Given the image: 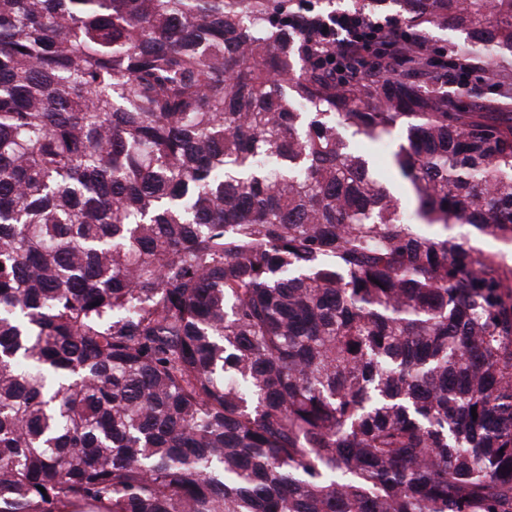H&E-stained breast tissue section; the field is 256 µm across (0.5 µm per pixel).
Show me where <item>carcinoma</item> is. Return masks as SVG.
Wrapping results in <instances>:
<instances>
[{
	"instance_id": "1",
	"label": "carcinoma",
	"mask_w": 512,
	"mask_h": 512,
	"mask_svg": "<svg viewBox=\"0 0 512 512\" xmlns=\"http://www.w3.org/2000/svg\"><path fill=\"white\" fill-rule=\"evenodd\" d=\"M301 2L0 0V512H512V0ZM349 15L350 13H336L328 20L323 21V29L324 26H327V31L330 33L327 38L332 40L336 47V53L344 54L358 42L356 34L350 27V22L347 20ZM506 73L507 79L500 89L480 88L479 101L498 103L502 108L499 112H512V74L510 66L507 68ZM402 137L401 132L394 130L390 136L380 142L369 143L366 140H360L356 144L359 151L369 155L378 176L396 190L402 183L393 167V153L402 142Z\"/></svg>"
}]
</instances>
